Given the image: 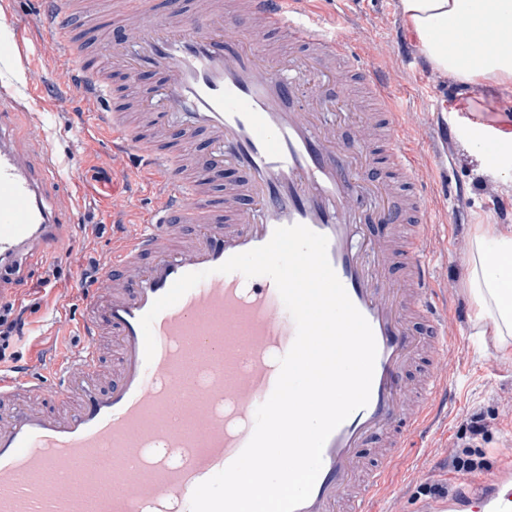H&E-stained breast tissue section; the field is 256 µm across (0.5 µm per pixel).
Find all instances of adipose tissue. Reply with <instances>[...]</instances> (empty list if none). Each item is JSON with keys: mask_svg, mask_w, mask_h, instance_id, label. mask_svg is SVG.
<instances>
[{"mask_svg": "<svg viewBox=\"0 0 512 512\" xmlns=\"http://www.w3.org/2000/svg\"><path fill=\"white\" fill-rule=\"evenodd\" d=\"M420 51L432 67L461 84L512 83V54L490 52L465 61L464 45H449V29L478 34L492 27L498 39L512 42V0H399ZM468 146L485 173L512 172V131L483 126L471 130ZM468 286L479 318L495 335L512 337V234L478 229L467 260Z\"/></svg>", "mask_w": 512, "mask_h": 512, "instance_id": "adipose-tissue-1", "label": "adipose tissue"}]
</instances>
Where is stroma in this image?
Instances as JSON below:
<instances>
[{
    "mask_svg": "<svg viewBox=\"0 0 512 512\" xmlns=\"http://www.w3.org/2000/svg\"><path fill=\"white\" fill-rule=\"evenodd\" d=\"M66 10L70 0H0V26L14 20L28 33L26 50L37 55L44 71L60 63L39 23L47 4ZM302 8L344 24L368 45L353 82L364 76L388 74L404 114L403 130L418 147L420 172L430 178V204L437 216L454 215V223L438 225L433 265L448 284V313L460 316L453 329L457 339L448 348L446 407L438 409L415 440L406 442L391 466L377 512H418L429 507L425 488L440 484L449 494L459 486L448 464L452 448L472 443L484 452L489 466L512 469V459L498 455L512 441V345H502L488 325L474 318L475 303L467 286L466 258L476 225L493 224L512 233V179L480 170L461 131L466 122L499 126L512 116V84L472 87L436 77L412 37L399 0H302ZM28 115L41 119L46 146L60 164V174L73 184L72 224L55 251L27 264L14 293L24 326L0 344V375L40 366L50 369L62 351L80 336L76 322L85 299L81 273L91 261L110 253L132 225L143 223L158 193L143 176L145 155L129 147L126 173L114 172L107 148L92 129V118L81 99L64 97L51 83L32 95ZM124 186L127 207L115 212L105 202L113 185ZM487 423L483 436L472 437L473 415Z\"/></svg>",
    "mask_w": 512,
    "mask_h": 512,
    "instance_id": "1",
    "label": "stroma"
}]
</instances>
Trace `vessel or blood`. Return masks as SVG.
Returning a JSON list of instances; mask_svg holds the SVG:
<instances>
[{"label": "vessel or blood", "instance_id": "1", "mask_svg": "<svg viewBox=\"0 0 512 512\" xmlns=\"http://www.w3.org/2000/svg\"><path fill=\"white\" fill-rule=\"evenodd\" d=\"M287 0H197L193 10L168 0L162 20L136 12L124 22V39L105 40L103 67L87 70L70 15L47 11L43 27L72 79L66 95L82 98L97 115L96 131L130 145L142 143L125 113L107 109L113 68L126 75L151 69L161 81L137 96L139 112L177 126L183 148L149 152L150 178L167 185L143 230L101 268L108 291L88 289L80 318L84 345L58 364L49 379L28 373L0 377V512H190L195 488L227 468L249 442L257 408L272 394L279 357L291 348L296 325L274 281L219 273L231 256L266 244L276 228L303 225L328 239L327 256L350 300L370 324L377 356L366 407L328 436L309 499L296 512H370L383 494L398 448L426 424L448 393V374L437 359L447 312L440 284L425 260L430 206L416 185L415 151L402 132V112L381 75L366 85L386 117L384 141L396 173L365 183L367 147L336 136L335 96L308 93L307 77L337 79V62L357 63L358 36L329 35ZM280 32L276 50L261 35ZM22 32L0 35V265L50 253L64 225L59 205L46 195L58 184L52 155L32 157L13 133L24 92L39 83L34 64L14 79ZM449 42L466 44L476 60L512 43L485 34ZM207 148L197 152V136ZM231 167L236 181L213 197L201 173ZM414 222L405 247L394 233L373 225ZM402 255L405 272L393 270ZM206 277L152 324L153 358H146L141 317L182 275ZM432 327L422 342L414 320ZM197 336L193 368L177 348ZM113 351L114 366L105 353ZM430 355L422 394L406 399L405 377ZM54 387L53 404L40 399ZM372 443L383 453L367 464L357 448ZM111 453L112 492L76 489L69 478L45 488L36 472ZM428 512H512V473L495 467L475 491L436 502Z\"/></svg>", "mask_w": 512, "mask_h": 512}]
</instances>
